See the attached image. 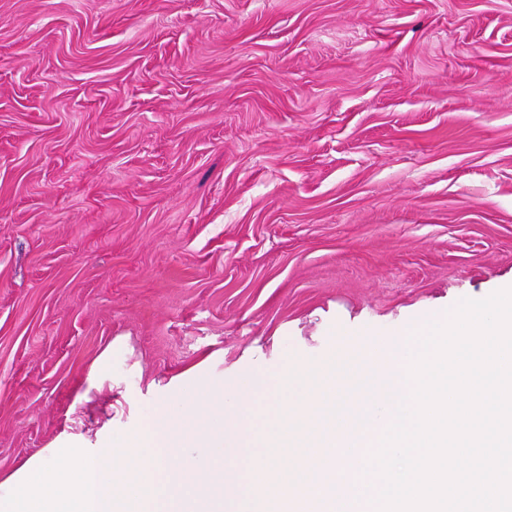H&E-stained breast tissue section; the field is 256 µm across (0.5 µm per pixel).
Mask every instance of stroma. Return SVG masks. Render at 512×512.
Here are the masks:
<instances>
[{
    "label": "stroma",
    "mask_w": 512,
    "mask_h": 512,
    "mask_svg": "<svg viewBox=\"0 0 512 512\" xmlns=\"http://www.w3.org/2000/svg\"><path fill=\"white\" fill-rule=\"evenodd\" d=\"M512 278V0H0V472ZM110 355V351L106 350L93 362L87 377V388L84 394L85 401H92L91 394L97 397L102 392V381L108 371Z\"/></svg>",
    "instance_id": "35a3bbf8"
}]
</instances>
